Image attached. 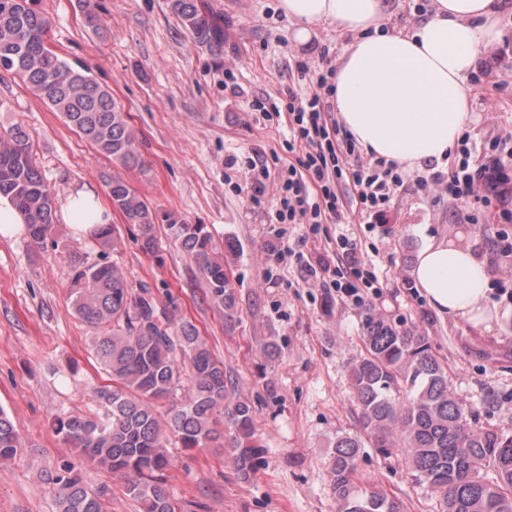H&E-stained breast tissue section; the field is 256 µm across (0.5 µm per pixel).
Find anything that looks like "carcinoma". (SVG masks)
Wrapping results in <instances>:
<instances>
[{"label":"carcinoma","instance_id":"cac0c4a2","mask_svg":"<svg viewBox=\"0 0 512 512\" xmlns=\"http://www.w3.org/2000/svg\"><path fill=\"white\" fill-rule=\"evenodd\" d=\"M169 8L197 46L224 54V21L204 0H169ZM48 30L38 0H0V68L19 75L115 165L144 170L128 113L88 70L71 67L51 50ZM108 193L112 208L136 227L142 251L156 250L157 227L166 224L224 314V330L232 331L239 323L236 296L206 225L159 212L121 176L112 177ZM0 194L27 216L31 240L45 243L54 226L56 196L39 171L31 135L20 125L0 132ZM117 233L113 224L99 227L102 249L117 244ZM53 244L70 268L71 307L94 330V354L112 377V389L100 392L103 416L62 411L54 417L56 433L92 465L125 479L144 512H179L162 474L169 465L168 430L184 448L203 447L217 434L216 417L224 415L232 462L242 477H250L265 453L251 406L230 397L224 361L212 354L198 328L188 320L173 321L148 286L133 294L118 265L91 262L56 240ZM361 332L365 353L349 372L361 422L375 446L386 456L403 452L416 479L439 495L440 512H512V431L479 425L451 391L446 367L424 333L371 308L363 312ZM185 385L187 395L169 404L161 418L158 402ZM359 448L352 437L336 439L330 472L338 512H403L398 500L357 485ZM21 450L12 421L0 409V461ZM47 481L57 512H106L107 488L89 485L74 464H63Z\"/></svg>","mask_w":512,"mask_h":512}]
</instances>
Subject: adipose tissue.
I'll list each match as a JSON object with an SVG mask.
<instances>
[{
  "instance_id": "ef3b65f1",
  "label": "adipose tissue",
  "mask_w": 512,
  "mask_h": 512,
  "mask_svg": "<svg viewBox=\"0 0 512 512\" xmlns=\"http://www.w3.org/2000/svg\"><path fill=\"white\" fill-rule=\"evenodd\" d=\"M504 0H431L412 26L389 20L385 0H279L305 46L321 26L349 43L336 64L332 101L341 123L368 154L408 168L442 161L472 119L467 76L499 43ZM57 223L94 237L112 212L89 185H71L57 203ZM411 275L440 315L488 325L492 267L478 238L429 240Z\"/></svg>"
}]
</instances>
